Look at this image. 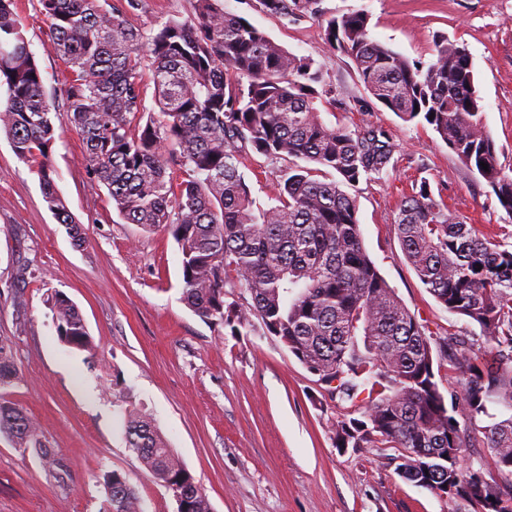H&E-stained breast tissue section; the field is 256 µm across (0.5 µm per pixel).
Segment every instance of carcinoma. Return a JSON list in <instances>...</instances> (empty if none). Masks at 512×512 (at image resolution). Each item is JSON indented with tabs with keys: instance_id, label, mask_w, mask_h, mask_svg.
I'll use <instances>...</instances> for the list:
<instances>
[{
	"instance_id": "1",
	"label": "carcinoma",
	"mask_w": 512,
	"mask_h": 512,
	"mask_svg": "<svg viewBox=\"0 0 512 512\" xmlns=\"http://www.w3.org/2000/svg\"><path fill=\"white\" fill-rule=\"evenodd\" d=\"M287 22L319 12L318 0H259ZM50 49L65 66L67 110L85 144L82 160L107 188L128 224L162 227L178 246L182 298L202 320L263 334L288 351L340 400L335 446L400 449L401 476L440 488L448 501L469 499L479 512H512V248L448 213L427 183L401 202L395 230L402 253L429 293L449 312L479 325L474 350L450 333L433 337L381 275L365 249L356 202L345 188L379 180L395 144L381 126L331 127L316 101L330 95L322 68L276 44L219 0H197L194 22L169 19L143 38L130 22L139 0H39ZM325 39L354 64L372 98L406 122L429 126L512 214V175L499 163L482 120L473 59L446 36L426 66L370 36L363 11L328 19ZM152 63L155 104L147 112L139 68ZM234 80H229V76ZM44 78L14 0H0V132L32 164L42 199L74 245L83 225L60 194L56 143ZM255 153L302 159L277 180L267 207L255 206L239 165ZM488 164L483 169L482 164ZM177 167L184 179L174 181ZM327 168L336 179L316 172ZM233 288L245 304L227 303ZM59 342L92 349L76 305L48 295ZM448 361L463 382L448 402L434 365ZM20 375L0 344V436L37 457L55 480L71 475L47 446L39 424L10 399ZM497 403L505 412L481 427L503 486L463 465L467 429ZM123 434L142 465L181 495V512H212L207 495L170 448L155 421L135 407ZM107 512H144L127 476L102 474Z\"/></svg>"
}]
</instances>
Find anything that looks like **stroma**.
<instances>
[{
	"instance_id": "stroma-1",
	"label": "stroma",
	"mask_w": 512,
	"mask_h": 512,
	"mask_svg": "<svg viewBox=\"0 0 512 512\" xmlns=\"http://www.w3.org/2000/svg\"><path fill=\"white\" fill-rule=\"evenodd\" d=\"M282 48L312 57L334 98L318 109L330 125L385 128L394 167L360 182L357 200L364 245L381 275L436 335L471 339L476 323L448 312L406 261L395 231L400 201L427 181L449 213L512 238V215L486 183L470 174L428 127L379 105L350 59L325 40L326 20L362 10L372 37L409 60L430 63L438 36L469 49L482 98L483 122L504 171H512V0H320V12L289 23L258 0H222ZM25 35L54 101L53 164L57 185L83 224L75 246L43 202L38 176L0 136V339L21 373L14 401L42 427L73 480L56 482L30 451L0 436V512H104L96 476L125 473L146 512H178L171 490L128 448L124 402L151 415L207 495L213 512H474L401 478L398 451L336 448L332 424L344 408L276 338L239 336L196 316L181 299L177 245L164 229L128 224L106 187L82 162L83 143L61 94L64 65L49 48L39 0H15ZM196 0H141L131 23L150 35L159 22H190ZM282 160L246 157L239 170L258 206H266ZM30 277L18 279V266ZM62 291L78 307L94 340L88 354L63 347L45 304Z\"/></svg>"
}]
</instances>
